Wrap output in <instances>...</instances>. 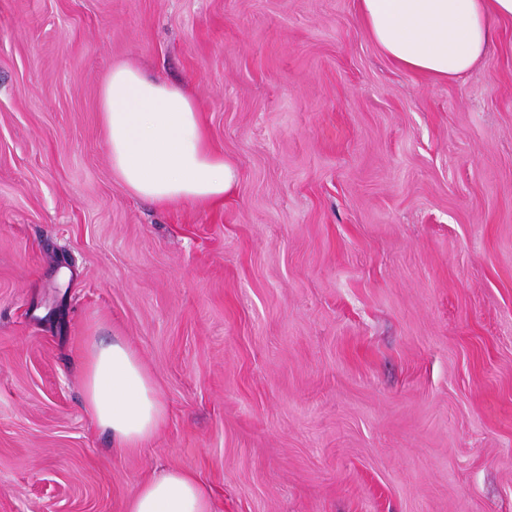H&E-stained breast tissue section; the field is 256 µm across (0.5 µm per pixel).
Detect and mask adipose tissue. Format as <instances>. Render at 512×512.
I'll return each instance as SVG.
<instances>
[{
    "label": "adipose tissue",
    "instance_id": "obj_1",
    "mask_svg": "<svg viewBox=\"0 0 512 512\" xmlns=\"http://www.w3.org/2000/svg\"><path fill=\"white\" fill-rule=\"evenodd\" d=\"M357 16L398 67L452 80L487 54L497 25L512 19V0H358ZM101 119L112 170L131 194L160 205H216L234 188L235 167L211 145L186 89L117 63L103 84ZM83 386L89 415L116 447H140L165 421L158 388L122 340L88 351ZM124 512H213L212 495L194 474L165 468L132 490Z\"/></svg>",
    "mask_w": 512,
    "mask_h": 512
}]
</instances>
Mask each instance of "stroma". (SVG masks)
<instances>
[{"label":"stroma","mask_w":512,"mask_h":512,"mask_svg":"<svg viewBox=\"0 0 512 512\" xmlns=\"http://www.w3.org/2000/svg\"><path fill=\"white\" fill-rule=\"evenodd\" d=\"M127 60L196 97L223 204L116 177ZM115 336L167 404L141 448L84 406ZM161 467L214 512H512V21L434 82L357 0H0V512H123Z\"/></svg>","instance_id":"35a3bbf8"}]
</instances>
